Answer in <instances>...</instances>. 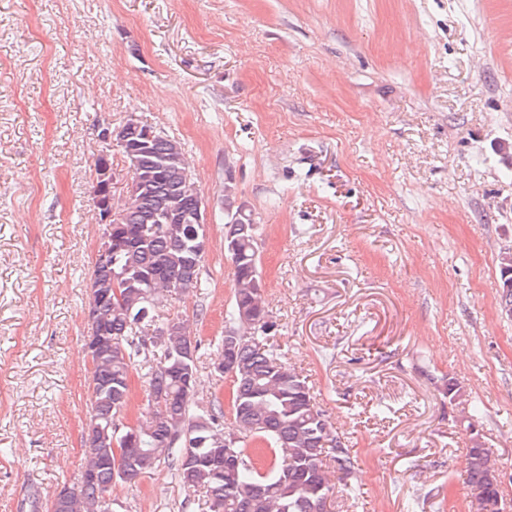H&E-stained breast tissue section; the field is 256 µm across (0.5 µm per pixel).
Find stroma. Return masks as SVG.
Masks as SVG:
<instances>
[{"instance_id": "obj_1", "label": "stroma", "mask_w": 512, "mask_h": 512, "mask_svg": "<svg viewBox=\"0 0 512 512\" xmlns=\"http://www.w3.org/2000/svg\"><path fill=\"white\" fill-rule=\"evenodd\" d=\"M181 142L204 289L159 315L217 341L230 208L259 227L283 359L357 461L330 512H469L464 387L512 503V0H0V512L84 464L98 130ZM119 512H209L167 464Z\"/></svg>"}]
</instances>
